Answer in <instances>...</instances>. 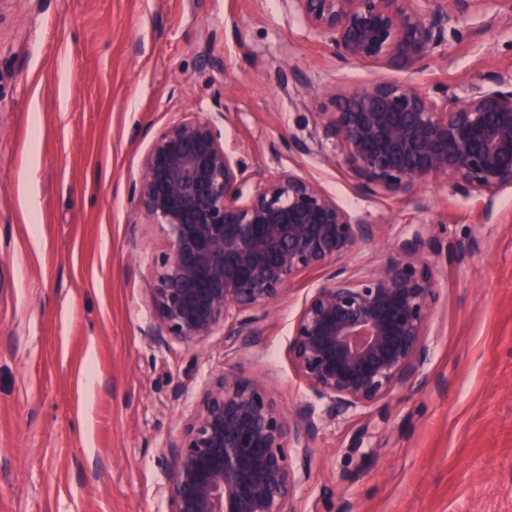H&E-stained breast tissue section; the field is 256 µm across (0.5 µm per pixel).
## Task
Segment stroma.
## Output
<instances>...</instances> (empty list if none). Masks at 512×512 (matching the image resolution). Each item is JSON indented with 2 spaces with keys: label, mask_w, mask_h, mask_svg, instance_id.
I'll list each match as a JSON object with an SVG mask.
<instances>
[{
  "label": "stroma",
  "mask_w": 512,
  "mask_h": 512,
  "mask_svg": "<svg viewBox=\"0 0 512 512\" xmlns=\"http://www.w3.org/2000/svg\"><path fill=\"white\" fill-rule=\"evenodd\" d=\"M508 8L489 0L504 16L491 30L462 17L409 71L337 62L291 0H0V512H167L161 450L222 369L288 410L308 396L288 338L319 274L289 285L247 352L225 355L220 326L198 345L146 337L164 238L131 186L152 135L187 112L228 114L250 170H295L373 225L351 272L417 224L446 246L422 256L439 292L426 385L322 427L296 512H512V188L368 197L315 143L333 93L384 79L462 98L512 71Z\"/></svg>",
  "instance_id": "obj_1"
}]
</instances>
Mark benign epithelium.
Masks as SVG:
<instances>
[{
  "instance_id": "7a95c632",
  "label": "benign epithelium",
  "mask_w": 512,
  "mask_h": 512,
  "mask_svg": "<svg viewBox=\"0 0 512 512\" xmlns=\"http://www.w3.org/2000/svg\"><path fill=\"white\" fill-rule=\"evenodd\" d=\"M344 64L422 71L485 0H293ZM323 126L364 195L410 196L441 179L463 191L512 187V72H494L464 98L443 88L378 80L332 96ZM132 195L167 248L153 261L151 341L201 344L224 325V345L250 349L261 317L310 271L324 272L288 339L310 397L290 412L261 382L222 370L189 424L165 448L168 512H294L305 456L320 427L424 384L437 291L420 228L362 275L343 260L373 238L320 185L292 170L247 175L212 118L187 112L156 132ZM254 179L249 195L243 187Z\"/></svg>"
}]
</instances>
